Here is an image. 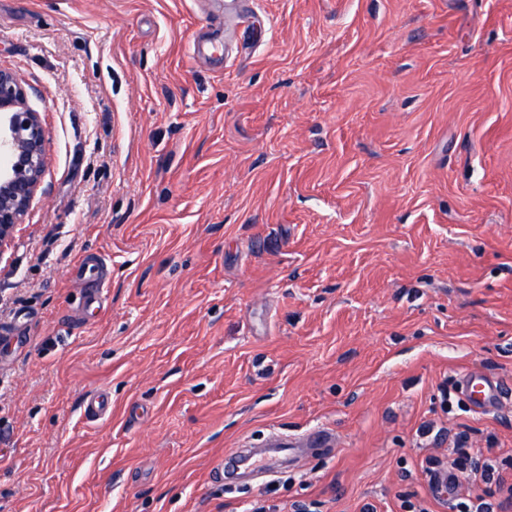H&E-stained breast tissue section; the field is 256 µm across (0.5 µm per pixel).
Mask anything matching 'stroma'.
Returning a JSON list of instances; mask_svg holds the SVG:
<instances>
[{"label":"stroma","instance_id":"stroma-1","mask_svg":"<svg viewBox=\"0 0 512 512\" xmlns=\"http://www.w3.org/2000/svg\"><path fill=\"white\" fill-rule=\"evenodd\" d=\"M224 2L0 0L46 132L0 251V512H502L512 401L460 378L512 390V0ZM462 438L504 481L434 498ZM462 388L470 403L482 411L497 409L501 403L510 397V392L501 383L493 381L480 371L467 374L462 380ZM83 413L90 421L105 419L109 414V398L105 392L87 395L83 402ZM310 446L317 448L334 447V434L332 431L320 426L312 427L307 430L302 441H297L293 447ZM266 456L261 453H254L250 450H241L235 455L227 456L217 467L220 472L232 476L242 468L254 469L264 465Z\"/></svg>","mask_w":512,"mask_h":512}]
</instances>
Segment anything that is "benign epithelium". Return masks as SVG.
<instances>
[{
    "mask_svg": "<svg viewBox=\"0 0 512 512\" xmlns=\"http://www.w3.org/2000/svg\"><path fill=\"white\" fill-rule=\"evenodd\" d=\"M44 142L39 113L28 106V89L0 69V252L42 183Z\"/></svg>",
    "mask_w": 512,
    "mask_h": 512,
    "instance_id": "1",
    "label": "benign epithelium"
}]
</instances>
